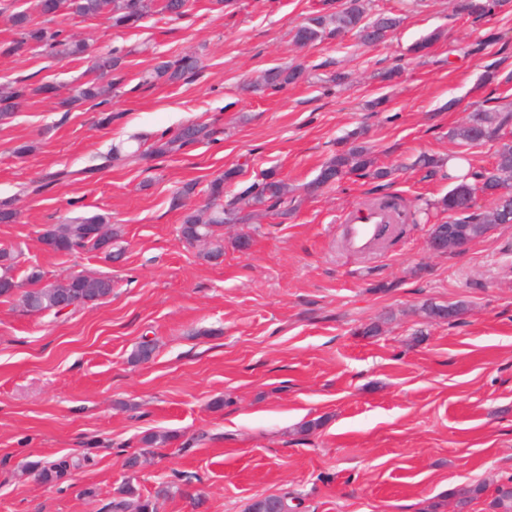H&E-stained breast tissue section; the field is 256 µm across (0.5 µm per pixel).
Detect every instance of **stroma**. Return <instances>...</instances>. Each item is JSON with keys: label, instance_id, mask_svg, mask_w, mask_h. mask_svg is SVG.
I'll use <instances>...</instances> for the list:
<instances>
[{"label": "stroma", "instance_id": "stroma-1", "mask_svg": "<svg viewBox=\"0 0 512 512\" xmlns=\"http://www.w3.org/2000/svg\"><path fill=\"white\" fill-rule=\"evenodd\" d=\"M321 3L192 0L186 14L156 13L135 29L56 17L53 28L93 53L122 58L110 101L97 107L69 101L90 59L15 49L8 16L36 15V0H0V87L29 88L0 121V198L18 199L16 221L0 224V248L16 255L20 280L32 267L48 282L112 280L96 306L60 316L0 298V512H107L128 480L145 495L171 485L158 512H247L255 498L284 493L298 512H420L453 488L512 478V224L454 254L431 250L432 225L448 219L435 203L453 183L414 165L422 154L493 164L497 141L469 148L448 133L475 107L512 105V8L478 20L457 14L456 0H370V13L402 19L383 43L349 34L297 47L293 29ZM436 30L441 39L414 53ZM481 40L485 49L471 52ZM187 54L202 69L141 85L142 71ZM291 64L305 68V81L248 91L264 70ZM392 68L396 77L381 81ZM339 71L349 75L341 85ZM44 83L54 93H40ZM192 122L211 138L99 166L131 136L168 138ZM360 126L392 176L352 174L306 195ZM236 166L227 195L273 169L293 209L219 229L224 255L208 262L181 239L182 216ZM63 168L70 180L39 191ZM383 194L423 219L349 253L347 214ZM97 213L122 227L119 261L41 243L46 226ZM240 235L251 238L243 252L232 246ZM427 301L468 310L452 323L428 319L419 311ZM373 323L379 333L364 335ZM145 341L152 359L131 363ZM162 433L172 443L146 449L143 437ZM86 453L95 466L59 485L29 467ZM134 454L143 464L133 473L125 461Z\"/></svg>", "mask_w": 512, "mask_h": 512}]
</instances>
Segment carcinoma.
Segmentation results:
<instances>
[{
    "instance_id": "1",
    "label": "carcinoma",
    "mask_w": 512,
    "mask_h": 512,
    "mask_svg": "<svg viewBox=\"0 0 512 512\" xmlns=\"http://www.w3.org/2000/svg\"><path fill=\"white\" fill-rule=\"evenodd\" d=\"M512 0H457V11L477 19L490 17L495 12L509 6ZM188 0H38L37 9L41 16L53 19L66 13L82 18H92L102 14L109 15L112 27L129 29L138 26L144 18L153 12H166L182 15L186 12ZM12 26L20 31V40L15 48L33 43L50 49L64 57L83 55L88 45L64 34L61 29H54L32 21L24 11L9 16ZM402 23V18L380 14L370 20L367 16L365 0H347L342 7L331 10V4L323 3L322 10L309 17L305 23L293 31L292 40L299 47L313 46L331 36H341L354 31L365 45L377 44L386 39L389 32ZM121 64V58L108 54L96 58L93 70L95 78L86 81L75 90V99L86 102L105 103L112 94V81L108 76ZM200 68V60L194 55H184L175 62L161 61L142 76V82L151 84L158 80L175 83L185 75ZM305 79V71L299 65L277 66L265 71L252 84L255 92L282 89ZM26 97L23 87H6L0 90V119H6L21 106ZM512 110L483 109L473 110L467 121L450 131V137L466 145H476L490 138L500 140L495 163L490 169H471L443 196L436 207L447 212L458 224L471 225V238H477L495 224H512ZM212 131L204 124H188L181 127L172 137L158 139L150 146V153L165 155L177 152L187 145L209 138ZM420 168L426 176L435 177L445 174L447 159L424 156L419 159ZM370 176L385 179L391 171L378 167L371 151L363 145H354L338 151L322 166L317 177L306 186V193L316 194L327 185H331L348 174ZM240 169L229 168L208 187L209 202L206 211L190 210L185 213L180 225V236L189 241L200 236H213L215 228L225 224H249L257 213L275 211L288 207V187L286 183L272 172L266 173L262 182L254 183L240 194L224 199V185L235 181ZM483 194L491 199L490 207L475 208V197ZM369 205L387 209L399 216L405 215L398 197L386 195L369 201ZM110 219L104 215L79 216L66 220L60 228L62 237L45 235L41 238L43 245L56 253H67L79 249L97 250L99 241L88 237L92 228L98 224H108ZM0 297H18L20 306L27 312L39 313L51 304L47 297L51 290L61 288L68 294L69 301H77L86 306L97 304L112 293V280L103 277L92 281L80 274H73L66 279L42 284L43 273L35 268L20 282L14 275L15 261L13 255H0ZM420 311L429 318L454 321L464 312L458 305H444L434 302L424 303ZM94 462L86 453L82 457H61L43 465L31 464L40 479L48 484L62 480L73 471ZM486 492L483 484L466 485L455 488L448 495L457 500L458 505L467 506L481 499ZM168 487L159 486L155 494L144 496L130 482L117 489V498L108 505L109 512H156L155 498L166 496Z\"/></svg>"
}]
</instances>
